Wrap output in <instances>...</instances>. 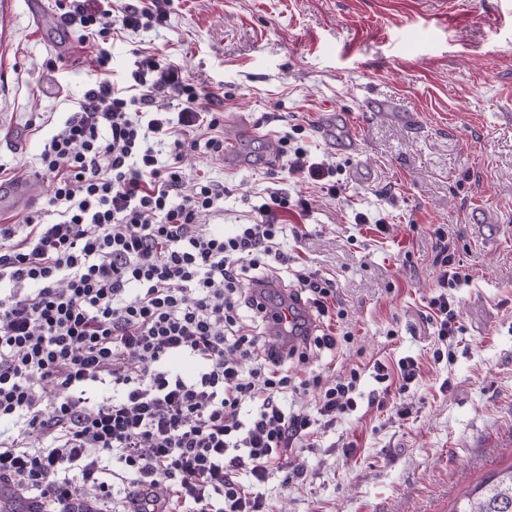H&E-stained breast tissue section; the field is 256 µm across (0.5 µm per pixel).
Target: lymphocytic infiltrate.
<instances>
[{
  "instance_id": "obj_1",
  "label": "lymphocytic infiltrate",
  "mask_w": 512,
  "mask_h": 512,
  "mask_svg": "<svg viewBox=\"0 0 512 512\" xmlns=\"http://www.w3.org/2000/svg\"><path fill=\"white\" fill-rule=\"evenodd\" d=\"M60 21L90 44L95 77L45 144L52 177L43 206L0 224V478L46 512H269L275 475L301 478L291 456L358 408L359 370L335 381L289 371L335 351L331 279L290 270L281 188L232 233L206 216L223 184L185 191V157L224 152L223 98L179 66L137 61L132 82L112 78L122 31L161 24L149 0H55ZM426 318L440 343L461 330L448 291L469 283L448 246ZM292 272L323 323L271 354L259 332L266 308L243 292L250 274ZM316 393V411L289 406Z\"/></svg>"
}]
</instances>
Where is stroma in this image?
I'll return each mask as SVG.
<instances>
[{"label":"stroma","instance_id":"stroma-1","mask_svg":"<svg viewBox=\"0 0 512 512\" xmlns=\"http://www.w3.org/2000/svg\"><path fill=\"white\" fill-rule=\"evenodd\" d=\"M159 2L164 23L116 43L113 79L124 81L146 51L223 95L224 139L240 163L186 161L190 177L227 190L211 222L227 233L249 223L272 183L308 199L307 215L288 218L301 231L290 247L333 279L351 334L336 351L314 352L310 366L331 379L361 372L357 411L294 453L303 478L265 485L272 512H451L512 465V0ZM50 58L63 67L46 69ZM92 72L89 48L60 23L54 0H0V187L23 182L44 199L51 178L40 154ZM371 98L386 110L368 109ZM328 116L354 129L359 154L322 136ZM296 126L314 161L335 164V193L272 167L279 138ZM359 166L371 181L355 178ZM475 205L497 219L493 239L469 224ZM360 213L367 223H356ZM438 227L471 276L451 291L462 330L441 358L425 320ZM406 356L421 376L402 396L401 419L373 405L382 391L373 364Z\"/></svg>","mask_w":512,"mask_h":512}]
</instances>
